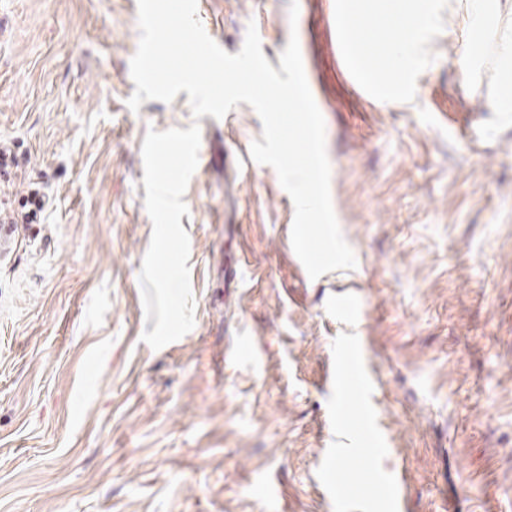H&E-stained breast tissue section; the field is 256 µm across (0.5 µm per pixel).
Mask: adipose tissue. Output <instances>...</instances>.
I'll return each mask as SVG.
<instances>
[{
  "mask_svg": "<svg viewBox=\"0 0 512 512\" xmlns=\"http://www.w3.org/2000/svg\"><path fill=\"white\" fill-rule=\"evenodd\" d=\"M339 11L348 20L344 33L349 40L364 38L366 32L382 28L389 21L403 22L399 38L379 47L386 60L383 69L368 68L369 55L361 46L356 49V67L366 81L387 90L389 97L407 95V75L419 63L421 48L436 25L438 0H340Z\"/></svg>",
  "mask_w": 512,
  "mask_h": 512,
  "instance_id": "1",
  "label": "adipose tissue"
}]
</instances>
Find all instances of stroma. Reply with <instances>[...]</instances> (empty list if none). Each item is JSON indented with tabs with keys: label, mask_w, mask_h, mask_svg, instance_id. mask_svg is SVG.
<instances>
[{
	"label": "stroma",
	"mask_w": 512,
	"mask_h": 512,
	"mask_svg": "<svg viewBox=\"0 0 512 512\" xmlns=\"http://www.w3.org/2000/svg\"><path fill=\"white\" fill-rule=\"evenodd\" d=\"M198 0L238 53L272 67L297 33L326 129L331 198L357 266L309 279L294 205L252 160L247 104L194 118L187 92L131 111L137 0H0V138L53 199L0 256V512H512V112H495L498 24L440 10L411 96L358 98L337 0ZM469 50L475 78L457 76ZM198 124L183 197L195 325L155 350L139 273L153 226L148 130ZM364 299L380 377L366 420L331 387L337 289ZM251 340L255 355L234 350ZM370 459L340 456L336 434ZM347 478L324 488L322 469Z\"/></svg>",
	"instance_id": "35a3bbf8"
}]
</instances>
